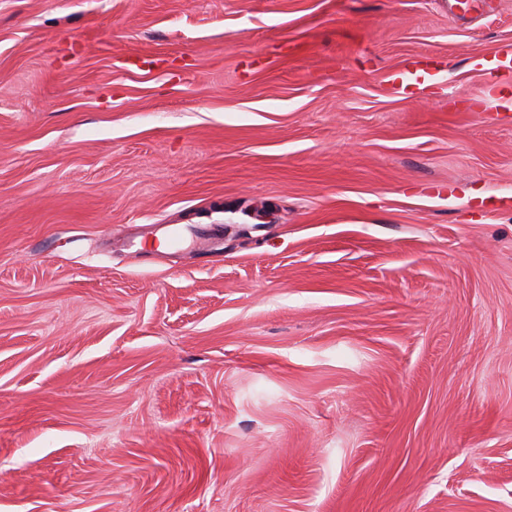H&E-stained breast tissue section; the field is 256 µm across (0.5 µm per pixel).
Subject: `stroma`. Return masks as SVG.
I'll return each instance as SVG.
<instances>
[{"label": "stroma", "instance_id": "obj_1", "mask_svg": "<svg viewBox=\"0 0 512 512\" xmlns=\"http://www.w3.org/2000/svg\"><path fill=\"white\" fill-rule=\"evenodd\" d=\"M510 54L512 0H0V512H512ZM440 71V67L430 62H418L409 70L411 76H407L405 72H396L391 76V82L398 92L420 91L427 87V83L431 81Z\"/></svg>", "mask_w": 512, "mask_h": 512}]
</instances>
